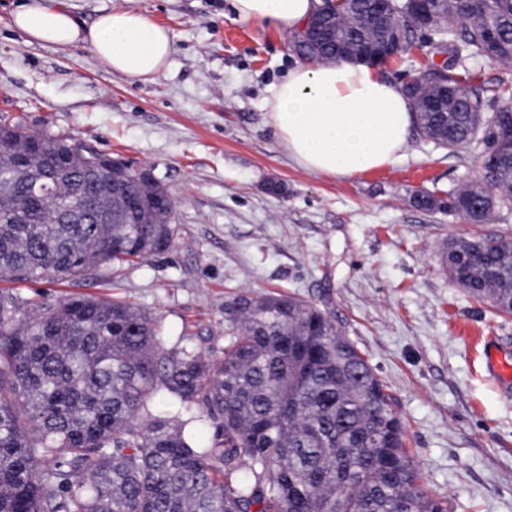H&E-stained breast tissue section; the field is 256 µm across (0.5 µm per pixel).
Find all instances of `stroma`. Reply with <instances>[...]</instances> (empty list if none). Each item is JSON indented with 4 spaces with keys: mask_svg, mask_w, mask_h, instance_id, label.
<instances>
[{
    "mask_svg": "<svg viewBox=\"0 0 512 512\" xmlns=\"http://www.w3.org/2000/svg\"><path fill=\"white\" fill-rule=\"evenodd\" d=\"M0 0V117L94 144L150 170L174 201L168 251L113 262L82 280L0 292L48 305L73 293L130 304L166 335L224 348L238 294H294L324 310L394 396L406 446L452 512H512V385L489 377L482 347L512 357V316L469 298L441 262L451 238L512 242L492 223L418 208V191L481 178L480 140L448 152L411 133L393 164L313 174L288 155L269 100L300 59L291 35L240 22L231 0H59L84 25L130 8L165 26L173 53L155 82L107 72L88 47L26 42ZM277 181L285 191H268Z\"/></svg>",
    "mask_w": 512,
    "mask_h": 512,
    "instance_id": "obj_1",
    "label": "stroma"
}]
</instances>
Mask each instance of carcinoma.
Returning a JSON list of instances; mask_svg holds the SVG:
<instances>
[{
  "label": "carcinoma",
  "mask_w": 512,
  "mask_h": 512,
  "mask_svg": "<svg viewBox=\"0 0 512 512\" xmlns=\"http://www.w3.org/2000/svg\"><path fill=\"white\" fill-rule=\"evenodd\" d=\"M427 25L407 0L327 4L336 38L378 43L386 25L415 55L410 80L455 91L448 112L415 119L455 150L482 135L483 178L413 197L471 224L512 211V98L469 60L512 66V0H429ZM310 63L359 61L296 34ZM449 56L439 62L442 48ZM0 279H75L114 261L168 250L173 203L161 186L78 173L69 138L0 121ZM42 145L33 160L29 143ZM83 199L93 218L70 212ZM449 278L512 315V248L451 238ZM0 294V512H450L406 449L394 398L330 317L293 295H240L224 307L214 355L187 336L166 346L158 322L120 301L69 295L43 307Z\"/></svg>",
  "instance_id": "1"
}]
</instances>
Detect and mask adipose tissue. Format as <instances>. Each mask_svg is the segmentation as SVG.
<instances>
[{
	"label": "adipose tissue",
	"instance_id": "obj_1",
	"mask_svg": "<svg viewBox=\"0 0 512 512\" xmlns=\"http://www.w3.org/2000/svg\"><path fill=\"white\" fill-rule=\"evenodd\" d=\"M321 0H232L241 22L298 30ZM12 27L28 42L83 44L108 71L149 83L167 68L169 31L140 12L116 9L81 25L53 0H21ZM268 116L290 157L304 170L348 177L393 163L407 144L412 110L400 88L372 67L323 62L289 70L268 103Z\"/></svg>",
	"mask_w": 512,
	"mask_h": 512
}]
</instances>
